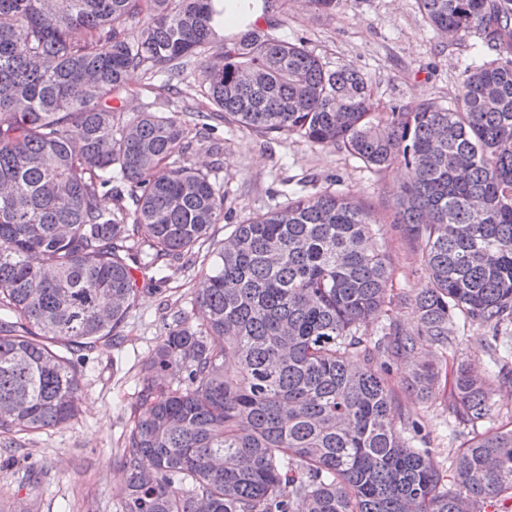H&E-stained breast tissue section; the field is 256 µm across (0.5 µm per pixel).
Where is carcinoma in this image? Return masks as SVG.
Instances as JSON below:
<instances>
[{
	"label": "carcinoma",
	"mask_w": 512,
	"mask_h": 512,
	"mask_svg": "<svg viewBox=\"0 0 512 512\" xmlns=\"http://www.w3.org/2000/svg\"><path fill=\"white\" fill-rule=\"evenodd\" d=\"M418 2L435 31L477 36L482 58L454 103L381 112L366 77L270 25L212 46L213 0H0L1 434L74 420L72 355L119 338L135 273L161 283L191 268L230 218L224 184L188 164V123L220 119L405 169L394 223L423 256L425 284L403 298L417 327L390 319L366 337L393 304L376 220L344 192L297 182L234 225L165 324L117 512H485L512 500V427L483 429L493 383H512V0ZM134 72L175 95L193 79L195 105L127 115ZM458 321L491 330L494 369L456 370L448 407L471 437L449 489L425 426L396 399L435 397L434 357Z\"/></svg>",
	"instance_id": "obj_1"
}]
</instances>
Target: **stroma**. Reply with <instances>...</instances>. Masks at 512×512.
<instances>
[{"label": "stroma", "mask_w": 512, "mask_h": 512, "mask_svg": "<svg viewBox=\"0 0 512 512\" xmlns=\"http://www.w3.org/2000/svg\"><path fill=\"white\" fill-rule=\"evenodd\" d=\"M269 17L280 38L304 39L308 49L330 67L348 65L365 74L382 106L399 101H455L464 64L476 57V37L457 42L434 32L419 10L418 0H341L324 15L300 0H268ZM220 142L195 143L192 162L227 183L234 221L240 222L272 205L274 192L306 178L315 190L346 192L386 226L384 246L392 262L389 287L397 300L390 315L404 327L416 321L404 295L424 283L422 255L393 224L392 207L402 170L377 172L331 147L295 136L258 137L249 131L216 123ZM200 267L172 272L158 289H142L125 319L123 340L75 361L81 377L79 413L69 424L36 433L0 434V512H116L123 496L125 473L120 458L131 426V408L171 313L195 294ZM483 327H453L439 362L446 370L459 363L476 372L491 365ZM451 381L441 384L428 402L400 393L403 412L424 422L432 460L446 484H453L451 452L468 435L448 409Z\"/></svg>", "instance_id": "1"}]
</instances>
